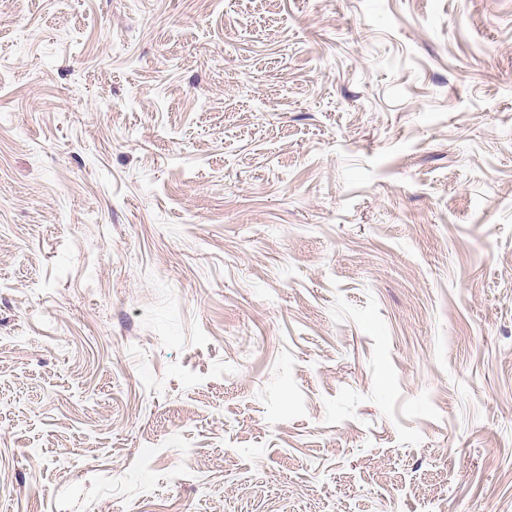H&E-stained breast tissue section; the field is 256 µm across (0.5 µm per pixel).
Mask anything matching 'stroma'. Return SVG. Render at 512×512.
<instances>
[{
    "instance_id": "1",
    "label": "stroma",
    "mask_w": 512,
    "mask_h": 512,
    "mask_svg": "<svg viewBox=\"0 0 512 512\" xmlns=\"http://www.w3.org/2000/svg\"><path fill=\"white\" fill-rule=\"evenodd\" d=\"M0 512H512V0H0Z\"/></svg>"
}]
</instances>
